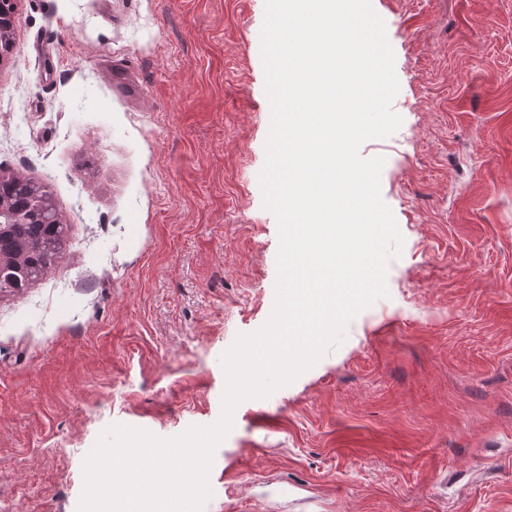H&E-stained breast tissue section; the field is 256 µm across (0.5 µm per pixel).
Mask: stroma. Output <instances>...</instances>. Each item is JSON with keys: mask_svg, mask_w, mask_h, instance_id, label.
<instances>
[{"mask_svg": "<svg viewBox=\"0 0 512 512\" xmlns=\"http://www.w3.org/2000/svg\"><path fill=\"white\" fill-rule=\"evenodd\" d=\"M402 119L362 157L404 238L387 296L293 383L240 403L203 512H512V0H371ZM265 0H17L0 172L43 183L64 251L0 293V512H77L124 424L221 415L262 327Z\"/></svg>", "mask_w": 512, "mask_h": 512, "instance_id": "obj_1", "label": "stroma"}]
</instances>
